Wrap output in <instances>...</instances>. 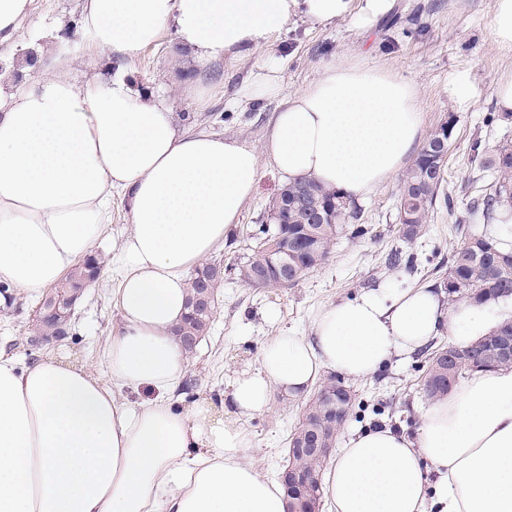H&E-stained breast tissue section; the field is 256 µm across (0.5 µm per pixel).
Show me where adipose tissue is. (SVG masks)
Returning a JSON list of instances; mask_svg holds the SVG:
<instances>
[{
	"instance_id": "obj_1",
	"label": "adipose tissue",
	"mask_w": 512,
	"mask_h": 512,
	"mask_svg": "<svg viewBox=\"0 0 512 512\" xmlns=\"http://www.w3.org/2000/svg\"><path fill=\"white\" fill-rule=\"evenodd\" d=\"M394 0H83L96 71L28 85L0 73V279L41 293L91 250L113 190L131 230L116 247L119 317L108 378L49 354L0 353V512H286L279 485L241 452L238 423L171 394L186 372L174 330L188 274L223 245L263 161L286 182L352 197L395 174L418 140V89L360 62L327 66L276 112L265 153L236 138L180 129L124 67L175 32L199 68L266 42L295 16L369 27ZM111 71L101 81L98 69ZM501 321L499 303L445 308L434 288L393 283L327 304L309 335L267 343L228 406L249 416L274 392L306 393L322 370L364 378L417 353L442 328L466 348ZM137 395L121 400L118 389ZM334 512H512V368L467 373L421 411L415 434L358 432L322 478Z\"/></svg>"
}]
</instances>
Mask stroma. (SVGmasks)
<instances>
[{"instance_id": "35a3bbf8", "label": "stroma", "mask_w": 512, "mask_h": 512, "mask_svg": "<svg viewBox=\"0 0 512 512\" xmlns=\"http://www.w3.org/2000/svg\"><path fill=\"white\" fill-rule=\"evenodd\" d=\"M493 0H395L400 21L380 19L360 28L353 18L313 26L295 18L268 42L244 56L195 71L191 59L173 32L147 47L128 62L137 81L170 105L180 127L206 128L262 149L275 112L284 95L313 85L330 64L361 61L413 81L419 92L418 109L424 133L452 122L448 145L447 180L460 193L478 166L472 159L474 144L491 148L512 142V121L499 120L495 88L512 79V51L501 49L490 36ZM81 0H35L32 15L24 20L12 43L0 46V59L22 55L30 47H45L41 69L82 83L94 52L79 27ZM279 72L281 95L253 100L244 93L253 73L268 66ZM469 77L473 99L460 106L451 94L458 74ZM401 175H393L376 190L360 198L367 235L339 237L328 260L289 288H254L241 271L253 245L251 235L268 220L269 203L283 181L271 164H263L257 191L241 210L224 246L213 261L224 265V286L218 296L214 321L187 360L185 383L175 397L183 409L198 404L223 412L225 420H239L248 440L242 455L261 475L277 477L288 458V437L297 425L307 395L277 394L268 411L236 417L224 407V394L238 377L253 373L262 347L282 330L306 332L314 314L325 304L351 299L385 282L397 287L442 288L441 268L448 250L460 240L450 234L452 224L444 207L431 212L422 235L405 245L398 234L396 193ZM414 253V274L390 270L387 254L395 249ZM118 272L105 269L100 281L86 291L69 336L32 348L29 338L36 299L23 298L22 310L0 313V350L25 364L59 352L107 375L105 350L118 310L112 302ZM427 370L425 353L394 362L363 379H347L357 394L358 406L340 431L348 441L359 429L377 424L416 430L419 410L427 400L421 389Z\"/></svg>"}]
</instances>
